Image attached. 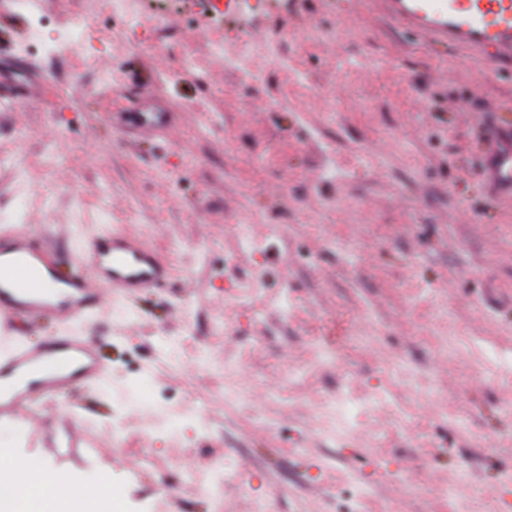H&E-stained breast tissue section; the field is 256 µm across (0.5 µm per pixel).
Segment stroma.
<instances>
[{
  "mask_svg": "<svg viewBox=\"0 0 512 512\" xmlns=\"http://www.w3.org/2000/svg\"><path fill=\"white\" fill-rule=\"evenodd\" d=\"M34 3L0 0V72L31 96L0 109V235L66 273L117 228L175 277L74 324L112 380L0 424L11 460L109 474L125 512H512V202L476 179L512 71L375 0H130L135 31L105 0ZM78 23L90 43L49 51ZM131 80L177 122L122 134ZM210 470L216 498L188 478Z\"/></svg>",
  "mask_w": 512,
  "mask_h": 512,
  "instance_id": "1",
  "label": "stroma"
}]
</instances>
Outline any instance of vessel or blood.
<instances>
[{
	"label": "vessel or blood",
	"instance_id": "b4317fda",
	"mask_svg": "<svg viewBox=\"0 0 512 512\" xmlns=\"http://www.w3.org/2000/svg\"><path fill=\"white\" fill-rule=\"evenodd\" d=\"M383 15L421 39L512 61V0H376ZM129 123L144 134L167 126L171 114L151 105L155 93L137 85ZM483 185L512 200V126L487 127L480 155ZM174 274L139 238L113 231L83 248L69 275H60L55 249L19 230L0 240V422L20 420L36 401H55L82 386L103 383L109 366L88 336H49L28 346L11 341L17 321L49 318L67 327L102 301L99 284L131 297L165 287Z\"/></svg>",
	"mask_w": 512,
	"mask_h": 512
}]
</instances>
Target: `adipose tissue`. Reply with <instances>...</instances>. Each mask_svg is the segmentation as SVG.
Listing matches in <instances>:
<instances>
[{
  "label": "adipose tissue",
  "instance_id": "adipose-tissue-1",
  "mask_svg": "<svg viewBox=\"0 0 512 512\" xmlns=\"http://www.w3.org/2000/svg\"><path fill=\"white\" fill-rule=\"evenodd\" d=\"M51 481L56 492L47 498L27 480L23 464L13 465L9 473L0 474V512H94L93 502H118L115 493L102 492L96 486L73 489L60 473L52 474Z\"/></svg>",
  "mask_w": 512,
  "mask_h": 512
}]
</instances>
